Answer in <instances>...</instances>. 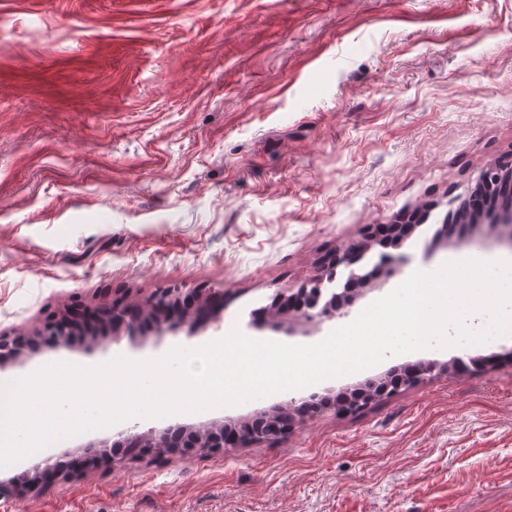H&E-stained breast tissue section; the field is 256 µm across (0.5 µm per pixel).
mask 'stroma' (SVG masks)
<instances>
[{"instance_id":"obj_1","label":"stroma","mask_w":512,"mask_h":512,"mask_svg":"<svg viewBox=\"0 0 512 512\" xmlns=\"http://www.w3.org/2000/svg\"><path fill=\"white\" fill-rule=\"evenodd\" d=\"M512 154V0H0V334L71 301L220 288L206 328L77 337L0 372L199 347L273 328L279 296L371 224L426 212L354 294L352 314L417 267L512 260L479 220L442 232L479 172ZM493 357L285 437L214 455L92 468L0 512H512V334L428 348L328 380L341 392L422 360ZM98 429L8 466L111 436Z\"/></svg>"}]
</instances>
